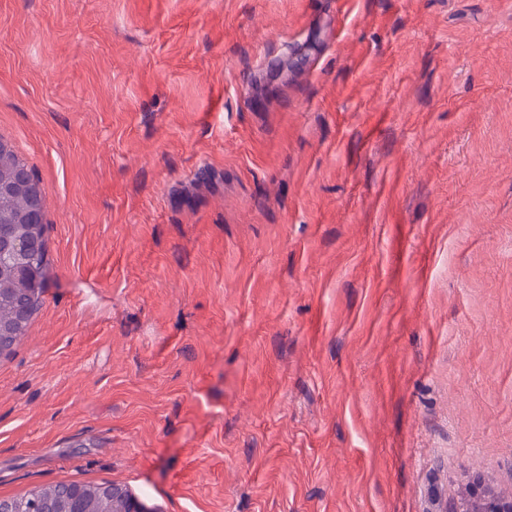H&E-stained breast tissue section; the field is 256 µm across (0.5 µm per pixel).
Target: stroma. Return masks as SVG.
Masks as SVG:
<instances>
[{
	"label": "stroma",
	"instance_id": "35a3bbf8",
	"mask_svg": "<svg viewBox=\"0 0 512 512\" xmlns=\"http://www.w3.org/2000/svg\"><path fill=\"white\" fill-rule=\"evenodd\" d=\"M47 287L0 497H512V0H0ZM109 482L102 484H85L79 482H59L55 484H49L39 486L26 494L10 498L16 511L14 512H31L29 511L32 507L33 502L37 501L43 507L47 504L55 510V512H72L62 511L67 507H75L73 498L69 494V489L77 487L78 484L84 486V488L97 490L101 485H105Z\"/></svg>",
	"mask_w": 512,
	"mask_h": 512
}]
</instances>
